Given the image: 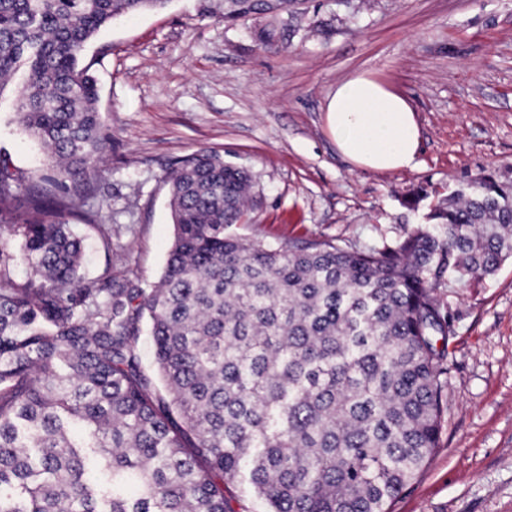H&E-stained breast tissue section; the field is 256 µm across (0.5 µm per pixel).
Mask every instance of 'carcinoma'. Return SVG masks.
Returning a JSON list of instances; mask_svg holds the SVG:
<instances>
[{
    "label": "carcinoma",
    "mask_w": 512,
    "mask_h": 512,
    "mask_svg": "<svg viewBox=\"0 0 512 512\" xmlns=\"http://www.w3.org/2000/svg\"><path fill=\"white\" fill-rule=\"evenodd\" d=\"M169 2L0 0V86L24 71L17 116L52 159L40 186L0 159V512H237L243 475L268 512H391L439 445L452 329L435 293L512 261V183L484 175L379 248H275L231 232L253 176L200 150L165 176L157 284L84 280L67 217L106 227L87 202L111 133L83 51ZM138 336H141L138 350L141 357L142 367L145 370V372L154 376L156 383L161 388V382L159 381V378L156 375V365L154 362L152 345L149 338L148 320L146 317H144L139 324Z\"/></svg>",
    "instance_id": "carcinoma-1"
}]
</instances>
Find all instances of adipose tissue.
<instances>
[{
  "instance_id": "adipose-tissue-1",
  "label": "adipose tissue",
  "mask_w": 512,
  "mask_h": 512,
  "mask_svg": "<svg viewBox=\"0 0 512 512\" xmlns=\"http://www.w3.org/2000/svg\"><path fill=\"white\" fill-rule=\"evenodd\" d=\"M328 130L352 165L374 172L413 167L421 138L409 100L372 73L339 83L327 104Z\"/></svg>"
}]
</instances>
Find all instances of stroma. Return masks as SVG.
Returning a JSON list of instances; mask_svg holds the SVG:
<instances>
[{"label":"stroma","mask_w":512,"mask_h":512,"mask_svg":"<svg viewBox=\"0 0 512 512\" xmlns=\"http://www.w3.org/2000/svg\"><path fill=\"white\" fill-rule=\"evenodd\" d=\"M222 13V0H171L87 44L112 131L97 191L112 227L73 218L85 280L157 282L174 238L164 175L201 149L256 175L261 201L234 231L273 245L390 244L438 198L489 173L512 181V0H307L280 17L288 40L266 48L259 21ZM358 71L410 100L414 168L362 171L337 152L326 106ZM16 90L0 91V156L38 181L50 165L17 120ZM437 295L454 316L440 446L391 510L512 512V261Z\"/></svg>","instance_id":"obj_1"}]
</instances>
